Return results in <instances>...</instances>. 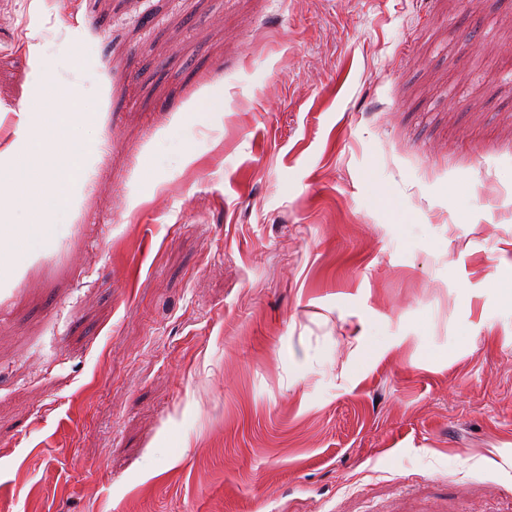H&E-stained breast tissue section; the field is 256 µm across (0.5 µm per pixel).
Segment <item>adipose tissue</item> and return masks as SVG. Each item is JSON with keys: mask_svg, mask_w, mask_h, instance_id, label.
Masks as SVG:
<instances>
[{"mask_svg": "<svg viewBox=\"0 0 512 512\" xmlns=\"http://www.w3.org/2000/svg\"><path fill=\"white\" fill-rule=\"evenodd\" d=\"M38 98V105L23 115L24 127L33 136L14 155L15 168L25 174V225L16 235L9 254H0V264L4 266L22 265L41 252L50 241L56 222L67 220L73 213L71 180L83 158L73 139L55 135L60 111L78 114L81 122L95 126L103 125L106 117L103 99H86L74 85H39ZM48 148L64 159L62 166L50 171L36 163Z\"/></svg>", "mask_w": 512, "mask_h": 512, "instance_id": "ef3b65f1", "label": "adipose tissue"}]
</instances>
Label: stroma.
<instances>
[{
	"label": "stroma",
	"mask_w": 512,
	"mask_h": 512,
	"mask_svg": "<svg viewBox=\"0 0 512 512\" xmlns=\"http://www.w3.org/2000/svg\"><path fill=\"white\" fill-rule=\"evenodd\" d=\"M39 55L109 111L0 270V512H512V0H0L15 233Z\"/></svg>",
	"instance_id": "stroma-1"
}]
</instances>
